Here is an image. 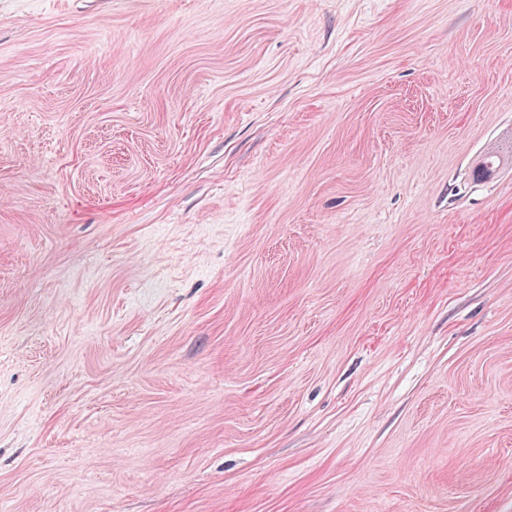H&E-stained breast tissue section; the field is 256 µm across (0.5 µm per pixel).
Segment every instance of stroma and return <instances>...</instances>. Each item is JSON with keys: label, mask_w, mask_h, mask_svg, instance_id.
Masks as SVG:
<instances>
[{"label": "stroma", "mask_w": 512, "mask_h": 512, "mask_svg": "<svg viewBox=\"0 0 512 512\" xmlns=\"http://www.w3.org/2000/svg\"><path fill=\"white\" fill-rule=\"evenodd\" d=\"M512 0H0V512H512Z\"/></svg>", "instance_id": "35a3bbf8"}]
</instances>
